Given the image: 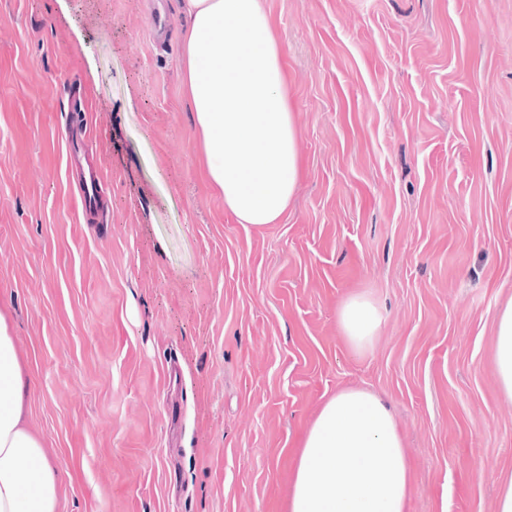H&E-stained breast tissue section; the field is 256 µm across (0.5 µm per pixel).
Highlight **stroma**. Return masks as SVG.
Here are the masks:
<instances>
[{
  "label": "stroma",
  "mask_w": 512,
  "mask_h": 512,
  "mask_svg": "<svg viewBox=\"0 0 512 512\" xmlns=\"http://www.w3.org/2000/svg\"><path fill=\"white\" fill-rule=\"evenodd\" d=\"M163 2L161 46L146 0H0V313L63 512H288L296 441L342 388L390 405L409 512H496L512 0H265L303 173L261 226L204 175ZM362 291L384 319L358 353L338 310ZM69 174L75 175L82 184V206L85 212H91L92 206L102 193L104 178L101 169L91 158L82 157V151L73 145L67 153Z\"/></svg>",
  "instance_id": "35a3bbf8"
}]
</instances>
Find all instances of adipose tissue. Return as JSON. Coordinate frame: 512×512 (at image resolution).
Masks as SVG:
<instances>
[{"label": "adipose tissue", "instance_id": "adipose-tissue-1", "mask_svg": "<svg viewBox=\"0 0 512 512\" xmlns=\"http://www.w3.org/2000/svg\"><path fill=\"white\" fill-rule=\"evenodd\" d=\"M183 83L212 186L239 223L276 222L301 177L298 128L263 0H182ZM382 311L367 294L340 306L351 349L373 345ZM495 371L512 399V302L497 316ZM30 380L0 314V512H59L60 472L29 427ZM403 438L378 395L336 392L299 442L288 512H408Z\"/></svg>", "mask_w": 512, "mask_h": 512}]
</instances>
